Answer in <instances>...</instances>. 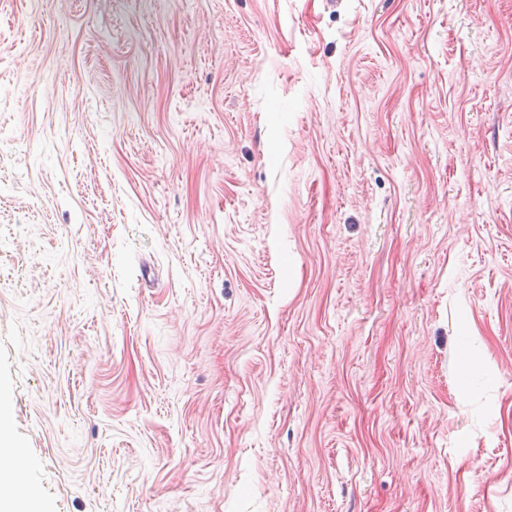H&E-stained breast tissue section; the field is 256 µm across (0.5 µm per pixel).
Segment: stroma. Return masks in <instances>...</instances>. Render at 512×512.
Here are the masks:
<instances>
[{
    "instance_id": "35a3bbf8",
    "label": "stroma",
    "mask_w": 512,
    "mask_h": 512,
    "mask_svg": "<svg viewBox=\"0 0 512 512\" xmlns=\"http://www.w3.org/2000/svg\"><path fill=\"white\" fill-rule=\"evenodd\" d=\"M0 398L37 512H512V0H0Z\"/></svg>"
}]
</instances>
